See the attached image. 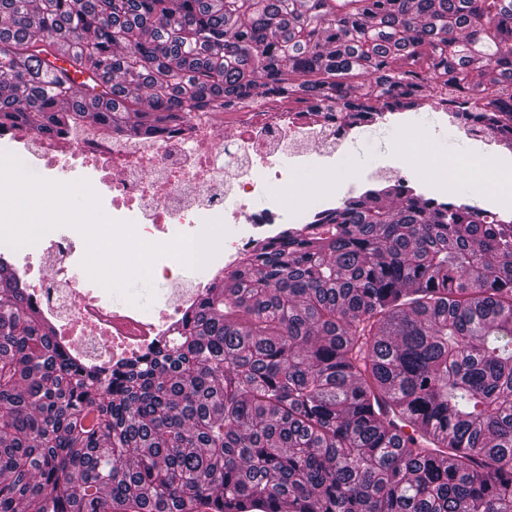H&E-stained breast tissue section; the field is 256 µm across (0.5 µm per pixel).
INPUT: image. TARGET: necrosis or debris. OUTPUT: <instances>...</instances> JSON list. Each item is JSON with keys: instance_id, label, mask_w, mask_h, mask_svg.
<instances>
[{"instance_id": "1", "label": "necrosis or debris", "mask_w": 512, "mask_h": 512, "mask_svg": "<svg viewBox=\"0 0 512 512\" xmlns=\"http://www.w3.org/2000/svg\"><path fill=\"white\" fill-rule=\"evenodd\" d=\"M240 117L227 135L210 119L153 138H130L90 122L61 135L30 128L11 133L43 175L65 158L90 169L93 191L112 197L113 220L138 216L136 234L163 242L198 235L212 221L226 229L217 255L198 269L191 284H184L180 272L160 269L158 278L169 285L170 297L159 311L84 288L75 256L86 241L74 227L62 226L41 249L22 253L16 277L75 355L94 365L139 356L172 334L213 279L234 268L238 253L274 237L275 216L289 204L292 179L271 163L280 150L302 146L330 157L345 150L351 135L376 142L400 127L385 114L354 131L324 108L244 111Z\"/></svg>"}]
</instances>
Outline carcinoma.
<instances>
[{"label": "carcinoma", "mask_w": 512, "mask_h": 512, "mask_svg": "<svg viewBox=\"0 0 512 512\" xmlns=\"http://www.w3.org/2000/svg\"><path fill=\"white\" fill-rule=\"evenodd\" d=\"M112 85L88 104L45 54ZM489 79L470 80L476 60ZM461 93L512 150V0H0V130ZM512 512V217L402 181L242 253L89 365L0 261V512Z\"/></svg>", "instance_id": "cac0c4a2"}]
</instances>
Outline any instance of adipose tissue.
<instances>
[{
	"instance_id": "obj_1",
	"label": "adipose tissue",
	"mask_w": 512,
	"mask_h": 512,
	"mask_svg": "<svg viewBox=\"0 0 512 512\" xmlns=\"http://www.w3.org/2000/svg\"><path fill=\"white\" fill-rule=\"evenodd\" d=\"M443 166L449 181L463 184L469 192L490 189L502 200L512 202V167L495 157L474 159L449 147L443 152Z\"/></svg>"
}]
</instances>
